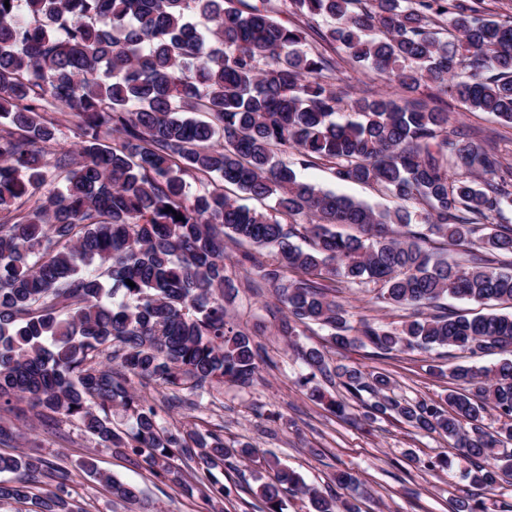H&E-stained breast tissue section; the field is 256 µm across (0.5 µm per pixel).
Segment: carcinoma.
Returning a JSON list of instances; mask_svg holds the SVG:
<instances>
[{"label":"carcinoma","instance_id":"1","mask_svg":"<svg viewBox=\"0 0 512 512\" xmlns=\"http://www.w3.org/2000/svg\"><path fill=\"white\" fill-rule=\"evenodd\" d=\"M230 2L0 0V415L30 411L43 427L75 422L160 481L177 480L175 461L193 462L205 473L196 490L206 499L227 495L211 469L239 457L273 474L256 491L266 512H281V493L294 490L312 512H361L278 459H255L249 446L166 427L163 409L131 382L200 396L256 379L262 355L224 306L238 293L226 239L258 248L237 266L285 307L284 336L317 325L336 346L367 344L380 358L434 346L472 357L511 349L512 314H451L439 301H512V267L498 266L512 255V229L494 223L512 206V167L471 132L448 131L444 111L383 95L345 102L336 59L301 45L310 30L407 92L431 82L465 111L512 124V11L489 14L486 0H279L306 21L288 27ZM197 14L213 26L192 22ZM346 107L358 119L340 118ZM60 114L78 118L75 153L49 151L64 135ZM319 164L420 209L376 211L299 178L297 167ZM51 167L64 189L32 200ZM227 185L256 200L276 197L275 214L240 203ZM462 244L467 260L447 257ZM332 277L416 318L354 325L320 283ZM297 354L310 369L300 385L332 412L344 414L345 404L327 398L318 377L338 378L367 420L393 413L447 437L484 490L512 474L500 465L512 459L503 450L512 441V359L449 365L464 391L442 404L392 397L387 373L332 367L319 349ZM20 398L30 410L14 404ZM116 405L133 419L126 432L112 425ZM489 408L500 422L494 432L483 425ZM83 468L115 498L140 501V490L94 461ZM5 472L12 477L0 481V502L84 512L70 502L71 472L38 452L0 454ZM451 512L485 505L459 496Z\"/></svg>","mask_w":512,"mask_h":512}]
</instances>
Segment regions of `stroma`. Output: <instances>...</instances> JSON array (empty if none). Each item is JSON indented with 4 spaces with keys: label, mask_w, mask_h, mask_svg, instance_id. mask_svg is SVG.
<instances>
[{
    "label": "stroma",
    "mask_w": 512,
    "mask_h": 512,
    "mask_svg": "<svg viewBox=\"0 0 512 512\" xmlns=\"http://www.w3.org/2000/svg\"><path fill=\"white\" fill-rule=\"evenodd\" d=\"M341 87L348 97L365 93L385 94L399 99L403 90L384 81L375 71L353 67L348 60L339 63ZM454 125L493 136L500 160L512 165V125L482 112L463 111L460 104L444 99ZM303 179L323 188L363 200L378 209L394 208L396 202L378 186L344 183L334 179L321 165L303 169ZM336 299L353 315L398 324L406 310H389L375 303L371 294L337 284ZM228 311L249 331L262 347L261 377L252 387L230 383L221 385L213 396L204 397L200 408H177L166 417L168 425L183 430L191 426L216 431L226 445H249L258 454L275 456L297 472L306 484L343 498L365 490L360 499L362 512H450L451 498L474 492L466 472L471 465L460 457L447 438L420 432L389 416L364 422L357 401L349 402L347 416L330 412L311 400L298 383L308 369L296 353L297 348H318L332 364L355 365L366 370L384 371L392 380L396 396L409 401H440L453 383L441 375L448 364V351L398 353L376 359L370 346H335L326 331L318 327L300 328L297 338L281 335L278 323L283 309L270 291L254 294L240 288ZM4 425L17 428L21 439L0 445V453L36 450L46 458L68 468L72 480L68 491L87 512H263L264 503L256 496L257 484L248 463L230 470L219 466L213 475L228 490L222 499L207 500L195 489L201 472L196 465H182L183 481L161 482L141 461L132 460L124 449L102 448L75 425L64 422L56 433L32 427L7 416ZM447 459L446 468L429 470L435 458ZM94 459L98 468L120 481L136 486L144 506L129 505L112 497L109 489L86 474L81 463ZM347 472L357 480V488L341 487L337 473Z\"/></svg>",
    "instance_id": "1"
}]
</instances>
